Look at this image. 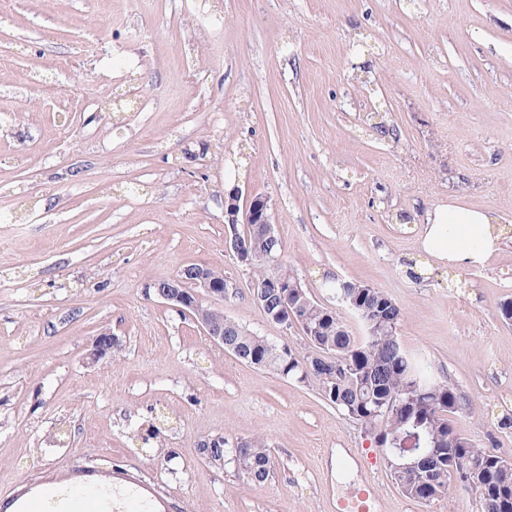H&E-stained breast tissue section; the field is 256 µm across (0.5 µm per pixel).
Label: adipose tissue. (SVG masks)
Returning <instances> with one entry per match:
<instances>
[{"mask_svg":"<svg viewBox=\"0 0 512 512\" xmlns=\"http://www.w3.org/2000/svg\"><path fill=\"white\" fill-rule=\"evenodd\" d=\"M496 215L457 204L429 213L420 237V251L445 265L462 267L484 262L498 248Z\"/></svg>","mask_w":512,"mask_h":512,"instance_id":"ef3b65f1","label":"adipose tissue"}]
</instances>
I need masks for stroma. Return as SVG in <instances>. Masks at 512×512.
Listing matches in <instances>:
<instances>
[{
	"label": "stroma",
	"instance_id": "obj_1",
	"mask_svg": "<svg viewBox=\"0 0 512 512\" xmlns=\"http://www.w3.org/2000/svg\"><path fill=\"white\" fill-rule=\"evenodd\" d=\"M233 192L268 197L316 301L339 280L392 299L401 347L461 397L456 430L512 451V0H0V507L331 512L361 482L336 451L374 430L153 292L221 270L228 317L308 355L225 247ZM448 203L498 216V250L405 276ZM217 435L264 438L269 479L204 459ZM378 481L382 512L479 510L455 483L405 497L384 462ZM118 345V340L112 333L102 331L99 333L92 343V348L89 352L91 362H98L105 358L112 356V349Z\"/></svg>",
	"mask_w": 512,
	"mask_h": 512
}]
</instances>
